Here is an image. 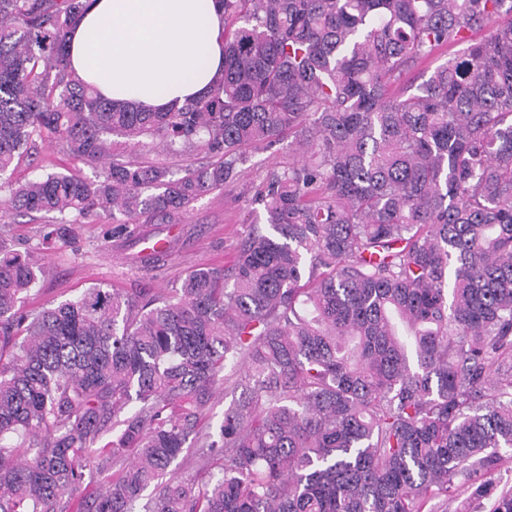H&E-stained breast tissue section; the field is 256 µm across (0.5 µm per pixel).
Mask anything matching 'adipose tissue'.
Segmentation results:
<instances>
[{
	"instance_id": "1",
	"label": "adipose tissue",
	"mask_w": 512,
	"mask_h": 512,
	"mask_svg": "<svg viewBox=\"0 0 512 512\" xmlns=\"http://www.w3.org/2000/svg\"><path fill=\"white\" fill-rule=\"evenodd\" d=\"M67 62L104 98L168 110L222 75L224 9L220 0H92Z\"/></svg>"
}]
</instances>
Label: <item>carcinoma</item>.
Returning <instances> with one entry per match:
<instances>
[{"label":"carcinoma","instance_id":"1","mask_svg":"<svg viewBox=\"0 0 512 512\" xmlns=\"http://www.w3.org/2000/svg\"><path fill=\"white\" fill-rule=\"evenodd\" d=\"M220 2L224 75L143 112L68 69L90 0H0V177L46 139L102 169L8 184L7 210L47 218L45 238L106 215L139 242L132 225L179 223L247 149L288 135L299 155L260 184L266 223L234 259L163 296L92 287L24 313L47 268L0 236V512H72L92 459L112 477L78 512L145 496V512H444L461 486L488 496L475 477L512 448V0ZM114 134L207 161H122ZM238 362L214 435L213 386ZM191 446L195 475L163 480ZM465 45L457 46L448 50V48H443L439 50L434 58L418 64L414 66L406 75L404 79L405 85L413 84V87L419 85L424 79L428 77L430 72L439 64L443 63L446 59H448L449 55L454 54L456 51L460 50Z\"/></svg>","mask_w":512,"mask_h":512}]
</instances>
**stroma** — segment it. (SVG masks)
I'll list each match as a JSON object with an SVG mask.
<instances>
[{
	"mask_svg": "<svg viewBox=\"0 0 512 512\" xmlns=\"http://www.w3.org/2000/svg\"><path fill=\"white\" fill-rule=\"evenodd\" d=\"M297 160L290 139H283L271 149L252 153L223 190L195 203L183 223L147 225L146 231L154 239L175 243L163 263L148 269L135 262L136 249L127 240L110 236V219L81 225L76 239L47 242L42 220L4 213L0 216V232L17 248L39 249L48 267L45 280L25 300V310L39 311L94 286L160 295L179 287L186 274L198 267L230 262L247 225L265 221L262 206L251 200L255 188L268 172L287 171ZM65 169L87 177L94 174L92 168L68 157L57 144L43 142L37 154L22 163L15 177L21 180Z\"/></svg>",
	"mask_w": 512,
	"mask_h": 512,
	"instance_id": "35a3bbf8",
	"label": "stroma"
}]
</instances>
